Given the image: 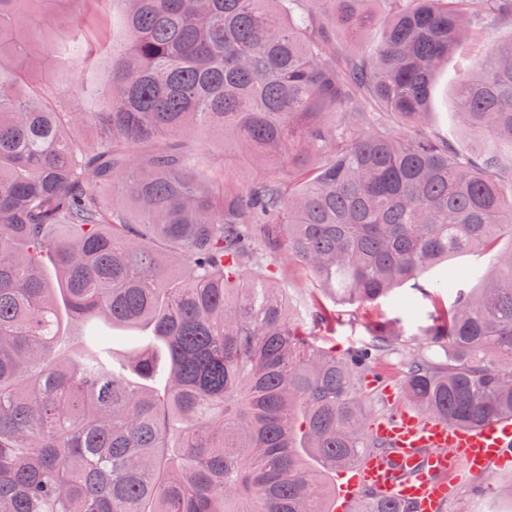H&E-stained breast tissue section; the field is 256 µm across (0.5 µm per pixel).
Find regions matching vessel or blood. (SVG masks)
Here are the masks:
<instances>
[{
    "label": "vessel or blood",
    "mask_w": 512,
    "mask_h": 512,
    "mask_svg": "<svg viewBox=\"0 0 512 512\" xmlns=\"http://www.w3.org/2000/svg\"><path fill=\"white\" fill-rule=\"evenodd\" d=\"M372 432L386 447L341 470L333 512H353L364 494L409 512H444L456 492L457 472L477 475L512 466V420L451 427L405 411Z\"/></svg>",
    "instance_id": "vessel-or-blood-1"
}]
</instances>
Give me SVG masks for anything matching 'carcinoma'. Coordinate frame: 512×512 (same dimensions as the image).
<instances>
[{
	"label": "carcinoma",
	"mask_w": 512,
	"mask_h": 512,
	"mask_svg": "<svg viewBox=\"0 0 512 512\" xmlns=\"http://www.w3.org/2000/svg\"><path fill=\"white\" fill-rule=\"evenodd\" d=\"M82 2L0 0V512H328V476L379 448L359 381L395 355L422 414L512 417V248L461 272L485 285L426 330L441 358L400 352L393 323L324 350L244 273L262 241L365 303L512 239V30L455 91L480 151L424 127L439 72L512 0H98L121 5L110 45ZM338 25L380 37L345 55ZM60 57L83 71L68 111L41 92ZM230 145L288 177L228 184ZM111 326L143 329L119 360Z\"/></svg>",
	"instance_id": "cac0c4a2"
}]
</instances>
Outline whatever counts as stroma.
<instances>
[{
	"instance_id": "1",
	"label": "stroma",
	"mask_w": 512,
	"mask_h": 512,
	"mask_svg": "<svg viewBox=\"0 0 512 512\" xmlns=\"http://www.w3.org/2000/svg\"><path fill=\"white\" fill-rule=\"evenodd\" d=\"M485 60L486 49L482 46L451 59L436 78L428 117L430 129L443 132L455 129L458 142L471 153L478 151L479 144L465 131L458 129L450 90L466 69ZM490 264V256L483 252L460 254L449 258L443 267L425 273L418 285H405L389 297L364 304L322 297L311 275L293 263L272 269L253 265L248 272L287 293L293 315L298 316L300 325L322 348L342 354L365 347L371 339L370 330L374 324L393 322L401 331L402 345L422 346L427 348L429 354L435 355L439 349L430 345L425 331L432 324L439 305H451L458 291H471L481 287L482 282L475 278L463 282L452 279L447 288L436 294L432 291L433 281L445 270L483 271ZM319 300L330 310L332 322L315 320L313 305ZM445 512H512V469L463 478Z\"/></svg>"
}]
</instances>
